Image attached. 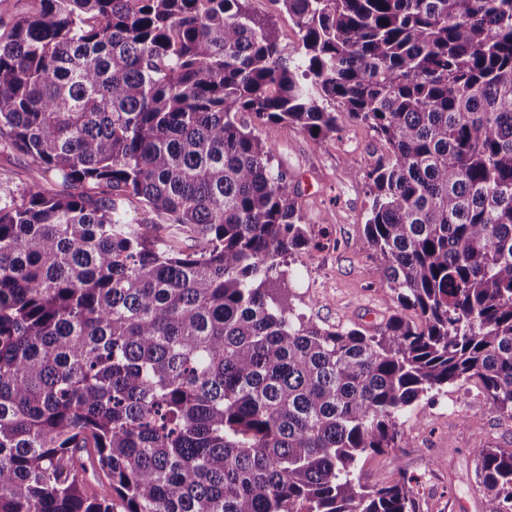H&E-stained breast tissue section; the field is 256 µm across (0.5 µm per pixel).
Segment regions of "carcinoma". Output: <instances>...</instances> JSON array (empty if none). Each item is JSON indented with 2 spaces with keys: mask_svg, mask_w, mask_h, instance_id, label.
I'll list each match as a JSON object with an SVG mask.
<instances>
[{
  "mask_svg": "<svg viewBox=\"0 0 512 512\" xmlns=\"http://www.w3.org/2000/svg\"><path fill=\"white\" fill-rule=\"evenodd\" d=\"M279 2L288 56L246 0L0 16V148L66 188L0 195V512H415L354 476L407 408L476 378L512 410V0ZM347 117L385 146L373 331L295 313L309 237L257 133ZM471 453L512 512V450Z\"/></svg>",
  "mask_w": 512,
  "mask_h": 512,
  "instance_id": "1",
  "label": "carcinoma"
}]
</instances>
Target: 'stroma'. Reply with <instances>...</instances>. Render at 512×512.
I'll return each mask as SVG.
<instances>
[{"label":"stroma","mask_w":512,"mask_h":512,"mask_svg":"<svg viewBox=\"0 0 512 512\" xmlns=\"http://www.w3.org/2000/svg\"><path fill=\"white\" fill-rule=\"evenodd\" d=\"M247 8L275 23L285 51L299 46L298 30L280 0H248ZM258 132L274 147L272 167L293 178L310 237L286 267L297 312L325 327L372 329L385 322L397 305L377 276L376 255L364 233L369 208L365 172L370 153L381 147L375 132L352 120L326 139L279 124L259 126ZM0 175L17 195L35 176L50 186L58 184L54 174H38L30 157L3 149ZM401 423L404 437L398 448L362 459L356 479L379 485L406 473L414 480L416 512H498L497 501L480 484L471 450L512 449V413L495 410L478 380L421 398Z\"/></svg>","instance_id":"35a3bbf8"}]
</instances>
